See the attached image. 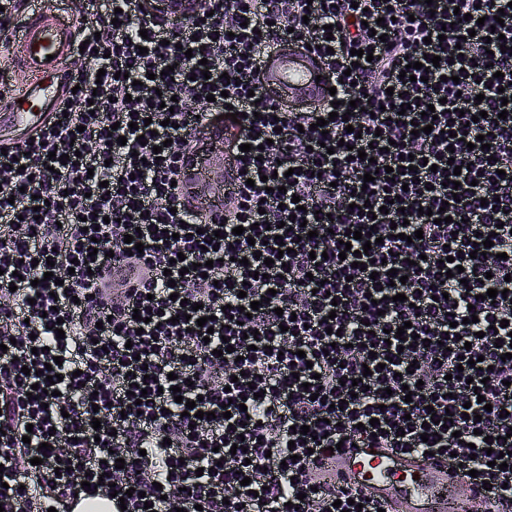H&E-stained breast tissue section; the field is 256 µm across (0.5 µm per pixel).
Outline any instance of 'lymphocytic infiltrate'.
Instances as JSON below:
<instances>
[{
    "label": "lymphocytic infiltrate",
    "instance_id": "1",
    "mask_svg": "<svg viewBox=\"0 0 512 512\" xmlns=\"http://www.w3.org/2000/svg\"><path fill=\"white\" fill-rule=\"evenodd\" d=\"M142 3L81 0L67 92L0 144V512L114 490L112 512H377L320 475L339 443L439 454L512 512V0H203L175 30ZM283 42L334 99L264 95ZM229 108L236 191L203 215L174 181ZM350 229L375 245L343 254ZM401 326L411 346L386 339Z\"/></svg>",
    "mask_w": 512,
    "mask_h": 512
}]
</instances>
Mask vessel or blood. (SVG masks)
Here are the masks:
<instances>
[{
    "instance_id": "1",
    "label": "vessel or blood",
    "mask_w": 512,
    "mask_h": 512,
    "mask_svg": "<svg viewBox=\"0 0 512 512\" xmlns=\"http://www.w3.org/2000/svg\"><path fill=\"white\" fill-rule=\"evenodd\" d=\"M74 30V23L43 2L27 10L17 32L24 45L18 68L26 80L0 99V126L26 129L45 114L60 91L63 65L74 50ZM321 470L384 502L389 512H466L468 506L458 494L462 471L448 469L442 461L353 448L324 460Z\"/></svg>"
}]
</instances>
